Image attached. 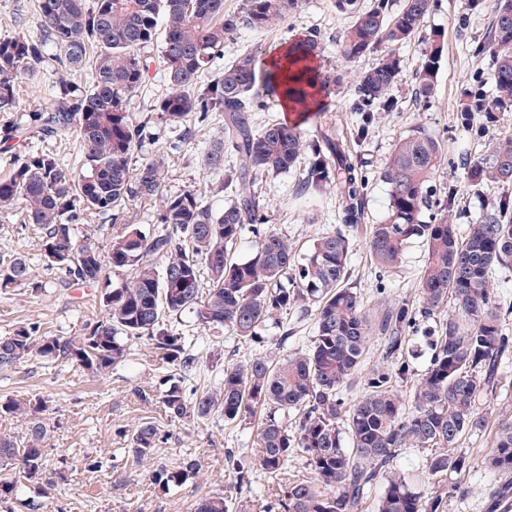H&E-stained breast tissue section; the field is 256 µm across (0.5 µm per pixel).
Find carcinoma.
I'll list each match as a JSON object with an SVG mask.
<instances>
[{
	"mask_svg": "<svg viewBox=\"0 0 512 512\" xmlns=\"http://www.w3.org/2000/svg\"><path fill=\"white\" fill-rule=\"evenodd\" d=\"M336 11L353 18L339 40L346 62L374 56L356 75L359 112H391L402 77L396 47L418 31L434 0H331ZM37 33L20 30L0 38V112H16L17 81L51 67L55 90L24 122L5 128V139L20 132L28 140L48 141L76 135L84 159L77 172L52 152L19 155L0 179V213L22 210L39 229L42 271L19 255L0 263V288L42 291L59 276L64 286L103 285L102 315L70 336H44L36 326H22L0 336V369L28 357L48 363H76L102 376L125 361L129 341L146 340L162 363L175 373L159 377L167 416L179 419L212 415L242 421L266 411L260 431L259 468L281 479L288 459H305L309 478L285 480L280 494L262 512H447L448 499L413 487L396 468L405 448L430 451L427 478L456 476L452 491L474 460L456 451L459 441L484 426L479 401L493 395L499 365L512 354L509 311L500 307L491 282L497 270L512 268V201L493 203L492 213L468 225L465 233L448 217L449 196L436 197L434 174L443 164L438 138L422 132L397 140L380 172L386 185L385 216L369 227V258L378 273V293L385 277L401 268L407 245L420 241L426 253L418 293L402 299L372 326L362 299L348 284L352 239L364 219L369 178L335 126L320 123L307 139L286 123L259 127L252 113L263 99L287 95L308 112L311 88L331 94L336 80L317 72L283 85L265 58L243 50L219 69L208 84L202 77L224 57V43L237 33L241 16L225 0H36ZM298 7V0H246V21L264 31ZM161 39L158 59L167 90L143 115L129 103L139 96L151 60L146 49ZM320 37L309 34L286 42L288 53L316 56ZM435 33L415 74L416 93L429 97L443 55ZM474 53L492 60V101L484 89L468 94L458 119L469 125L474 113L489 105L512 109V0H497L487 40ZM89 72V84L77 88L72 76ZM219 112L224 139L202 156L207 171L227 170L225 203L209 205L200 189L176 195L163 192L168 155L157 152L136 163L152 118L187 127ZM307 160L304 189L336 190L343 227L314 240L300 259L288 238L269 223L264 203L252 191L259 177H277ZM475 190L512 184V136L493 140L486 153L464 163ZM135 199L158 202L157 224L149 232L125 224L102 250L86 228L75 224L77 212H112L117 216ZM253 251L237 255L245 234ZM164 260L157 269L155 259ZM128 270L131 277L112 287L106 269ZM453 303L454 311L423 336L430 361L411 405L397 391L411 375L414 354L409 334ZM314 311L310 347L277 363L257 353L244 363H227L210 390L187 391L186 380L201 352L180 332L178 316L191 314L207 333L224 327L244 341L265 342L269 324L280 330L278 345L292 337L282 318L288 311ZM378 335H373V332ZM384 366L360 376L370 350ZM362 392L350 396L357 386ZM46 402L0 398V416L21 418L26 432L0 434V502L16 495L18 485L41 478L49 465L47 433L40 413ZM165 434L152 421L131 430L124 453L139 464L154 459ZM495 451L487 466L500 477L488 495L487 512L512 508V416L498 421ZM236 487L250 490L252 470L238 466L235 451H225ZM190 460L149 472L153 484L168 490L199 476ZM195 512H229L227 497L201 498Z\"/></svg>",
	"mask_w": 512,
	"mask_h": 512,
	"instance_id": "carcinoma-1",
	"label": "carcinoma"
}]
</instances>
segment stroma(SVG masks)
I'll return each instance as SVG.
<instances>
[{"mask_svg":"<svg viewBox=\"0 0 512 512\" xmlns=\"http://www.w3.org/2000/svg\"><path fill=\"white\" fill-rule=\"evenodd\" d=\"M494 7L495 0H485L484 9L474 13L468 0H437L415 36L398 50L403 78L395 90L396 111L376 113L363 141L356 136L359 117L353 109L354 75L366 69L371 60L365 57L352 63L341 61L338 41L351 19L336 12L330 0H302L296 11L262 32L241 26L235 39L225 43L224 59L232 61L244 49L269 56L282 43L302 34H319L321 69L337 80L334 92L324 101L325 116L371 174L364 200L365 224L377 223L386 209V186L377 174L393 144L401 136L419 130L436 135L442 142L446 160L436 172L433 185L454 186L455 202L448 217L463 229L485 216L491 201L512 196V184L475 194L463 169L466 160L487 151L491 138L512 135V110L496 112L490 124L485 123L483 115H475L474 124L488 126L487 137L481 139L457 120L467 93L474 88L476 74L491 71L490 57L473 55L471 45L487 37ZM437 32L443 36V58L435 90L425 100L416 96L413 78L425 58L429 38ZM145 134V152L160 146L169 154L164 180L166 194L202 185L207 189L211 206L223 207V173L204 170L201 165L203 153L224 134L221 116L192 125L187 132L156 120L148 125ZM301 177L302 171L297 168L278 177L258 179L253 186L265 202L271 224L287 236L300 255L307 252L317 237L339 225L335 191H302ZM36 241L35 227L25 223L21 213L0 214V259L23 255L38 261ZM367 242L365 229L355 233L349 282L363 297L370 318L377 321L390 306L415 290L424 264V249L416 241L408 245L401 270L387 278V292L380 295L375 290V271ZM100 295V289L93 286L68 288L58 283L40 294L27 288L0 290V336L30 323L39 326L45 336L74 334L99 317ZM285 320L295 327L297 334L283 347L277 344L279 331L275 328L269 329V341L262 349L228 330L217 329L213 339L215 355L199 363L191 387L206 390L217 382L225 363L246 361L258 351H266L276 360L309 347L314 334L312 316L292 311ZM163 370L147 341L135 340L126 361L99 378L72 363L50 366L34 357L0 371V397L39 396L48 402L44 414L48 427L45 446L51 465L44 479L54 485L46 495L38 484H23L15 500L0 503V512H194L198 500L212 492L227 496L230 512H260L263 505L275 498L277 482L259 473L250 492L236 493L234 475L224 464V451L234 449L240 465H254L262 415L234 423L214 416L167 418L157 397L145 400L140 396L141 390L156 383ZM481 410L486 419L484 428L466 435L460 444L461 451L471 455L475 462L474 470L464 481V492L450 494L452 480L448 477L431 484L434 492L447 495L448 512H486L485 496L496 475L484 462L494 451L497 420L512 415V359L502 364L499 388L493 396L482 399ZM142 421L155 422L167 435L166 444L155 457L156 464L171 467L193 459L200 467L198 478L165 492L132 463L114 464V455L129 445L132 425Z\"/></svg>","mask_w":512,"mask_h":512,"instance_id":"obj_1","label":"stroma"}]
</instances>
